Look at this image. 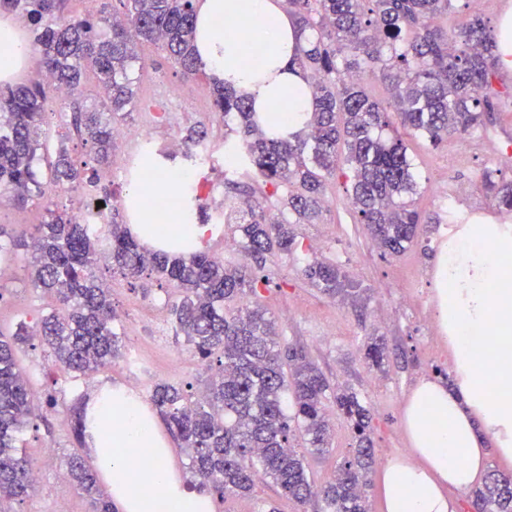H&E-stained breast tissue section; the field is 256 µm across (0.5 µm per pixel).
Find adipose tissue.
Returning <instances> with one entry per match:
<instances>
[{"label": "adipose tissue", "mask_w": 512, "mask_h": 512, "mask_svg": "<svg viewBox=\"0 0 512 512\" xmlns=\"http://www.w3.org/2000/svg\"><path fill=\"white\" fill-rule=\"evenodd\" d=\"M266 34L264 67L242 46L252 23ZM303 37L280 0H200L195 48L208 69L246 95L261 115L288 112L303 129L311 88L295 65ZM435 303L457 376L454 387L419 381L403 410L410 454L387 461L378 477L384 512H457L448 488L469 489L493 440L512 458V236L495 224L468 225L439 259ZM97 418L89 449L117 512H179L210 495L191 489L170 462L168 443L147 405L125 388L104 386L87 402Z\"/></svg>", "instance_id": "1"}]
</instances>
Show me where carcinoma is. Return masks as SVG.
<instances>
[{
	"mask_svg": "<svg viewBox=\"0 0 512 512\" xmlns=\"http://www.w3.org/2000/svg\"><path fill=\"white\" fill-rule=\"evenodd\" d=\"M66 0H0V9L23 17L31 48L43 70L76 95L86 71L95 73L102 96L90 109L72 112V124L87 136L94 165L78 164L59 149L49 174L37 176L36 162L48 150L44 128L48 92L39 81L0 88V203L32 205L47 220L13 242L30 254V283L51 295L54 305L33 326L20 324L14 337L0 331V512L34 490L33 462L21 450L30 423L33 393L20 372L17 344L31 336L48 348L56 365L75 377L88 376L119 356L113 330L112 286L96 273L106 256L112 273L155 276L179 294L173 304L175 331L185 336L204 361L219 354L205 393L192 398L181 387L161 383L150 400L186 450L193 481L222 499L250 493L255 481L273 483L282 496L302 507L319 497L325 512H369V473L375 462L370 410L356 393L331 390L321 370L298 348L283 349L276 319L258 301L266 278L244 266H230L206 248L151 250L125 224L116 205L105 207L104 224L76 223L46 193L49 186L79 193L85 202L108 195L101 169L112 166L115 122L134 99L133 74L145 65L138 48L161 49L186 79L205 71L194 47L195 0H100L97 15H66ZM306 33L295 63L315 81L314 111L306 128L279 132L288 116L260 118L246 95L212 76V111L235 126L240 136L228 145L247 163L253 178L275 199L280 216L266 219L261 203L224 197V223L232 224L242 251L254 258L299 249L298 224H316L322 197L336 177L346 188L356 221L383 253L400 256L418 236L423 216L409 197L417 175L403 133L441 143L484 125L497 110L498 58L495 35L480 19L450 26L453 0H285ZM378 74L391 100L371 96L358 70ZM485 185L500 208L512 210V182ZM189 207L183 223L207 224L210 214L195 187L185 188ZM308 283L343 301L355 298L356 285L336 263L315 260L303 269ZM245 296L251 307L234 312L227 304ZM364 358L382 371L385 343L367 342ZM353 430L354 451L336 466L323 486L311 480L304 457L292 446L301 437L312 454L331 451L325 401ZM92 418L76 411L71 432L82 446ZM70 480L91 500L92 512H112L98 486L97 472L80 457L67 465ZM480 512H512V475L488 474L474 493Z\"/></svg>",
	"mask_w": 512,
	"mask_h": 512,
	"instance_id": "cac0c4a2",
	"label": "carcinoma"
}]
</instances>
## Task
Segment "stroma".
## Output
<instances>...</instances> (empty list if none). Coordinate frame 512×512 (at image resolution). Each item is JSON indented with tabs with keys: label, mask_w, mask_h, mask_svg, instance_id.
Returning <instances> with one entry per match:
<instances>
[{
	"label": "stroma",
	"mask_w": 512,
	"mask_h": 512,
	"mask_svg": "<svg viewBox=\"0 0 512 512\" xmlns=\"http://www.w3.org/2000/svg\"><path fill=\"white\" fill-rule=\"evenodd\" d=\"M145 67L135 74L134 103L123 126L151 131L158 138L185 136L195 126L206 127L215 150L214 162L200 174L214 194L226 192L224 183V122L211 110L205 90L207 79L197 76L196 97L175 96L182 80L175 64L156 48L144 50ZM497 112L486 127L449 137L439 146L411 139L409 150L419 179L414 197L427 219L418 237L401 256L382 255L357 224L347 198L344 180L329 183L324 199V220L301 224V256L280 253L262 259L241 258L225 249L232 227L221 233H204L201 243L226 264H246L269 282L261 302L275 316L281 343L304 348L332 386L348 388L369 407L375 465L405 455L409 442L403 427L405 403L418 381H447L453 375L447 352L434 345L439 324L433 303L437 257L443 249L446 227L467 220L471 224H510L512 214L499 210L483 185L484 174L498 183L512 182V76L499 75ZM313 260L336 261L359 282L357 304L331 299L312 288L302 274ZM29 256L17 253L8 275L0 281V331L12 333L21 323H32L47 312L49 298L29 285ZM118 318L115 329L122 342L120 357L98 372L71 377L56 367L43 348L21 345L18 359L38 394L41 405L31 418L23 441L40 480L33 494L14 503L13 512H90L82 492L60 480L70 455L76 450L70 431V409L103 383L135 390L149 399L156 384L172 383L185 391L202 390L208 371L192 345L175 333L171 303L175 291L165 283L146 278L124 279L106 268ZM383 337L388 361L384 370L371 367L363 357L370 337ZM333 429V451L327 458L310 460L316 482L327 480L353 442L350 426L327 403ZM298 512L270 482H257L252 493L227 500L212 497L211 512Z\"/></svg>",
	"instance_id": "1"
}]
</instances>
